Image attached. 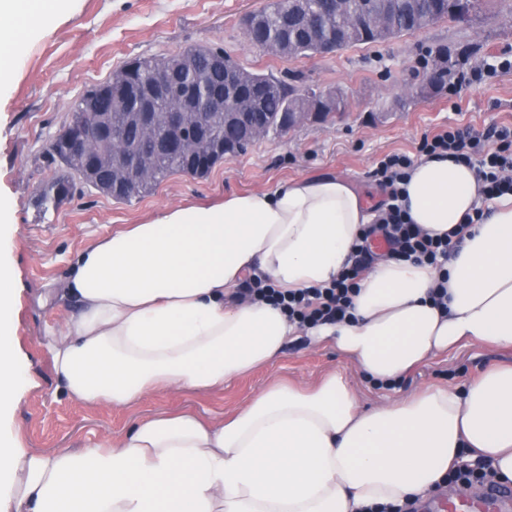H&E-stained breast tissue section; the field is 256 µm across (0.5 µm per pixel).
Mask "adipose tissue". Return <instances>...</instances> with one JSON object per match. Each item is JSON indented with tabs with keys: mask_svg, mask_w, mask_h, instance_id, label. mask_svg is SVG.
<instances>
[{
	"mask_svg": "<svg viewBox=\"0 0 512 512\" xmlns=\"http://www.w3.org/2000/svg\"><path fill=\"white\" fill-rule=\"evenodd\" d=\"M61 0H0V88L22 20ZM412 223L447 233L480 199L474 171L418 160L405 186ZM472 225L445 271L384 259L360 277L350 319L306 329L272 302L241 299L259 277L317 288L347 266L363 196L338 176L299 177L211 206H167L81 250L47 345L71 399L123 407L157 391H209L272 366L293 337L330 345L371 382H400L466 344L512 349V195ZM448 282V307L429 294ZM17 288L0 261V416L23 396ZM512 479V364L461 387L429 384L362 408L348 377L278 381L218 421L194 413L139 421L126 435L51 453L0 436V512H369L441 484L460 458Z\"/></svg>",
	"mask_w": 512,
	"mask_h": 512,
	"instance_id": "obj_1",
	"label": "adipose tissue"
}]
</instances>
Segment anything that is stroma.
Listing matches in <instances>:
<instances>
[{
	"label": "stroma",
	"instance_id": "obj_1",
	"mask_svg": "<svg viewBox=\"0 0 512 512\" xmlns=\"http://www.w3.org/2000/svg\"><path fill=\"white\" fill-rule=\"evenodd\" d=\"M266 2L68 0L57 15H26V34L0 89V201L7 205L0 221L9 225L5 249L20 290L16 335L27 377L21 403L0 430L20 447L76 449L102 435L120 436L135 421L158 414L217 419L245 406L277 377L312 385L329 371L345 372L361 406L369 408L429 383L458 387L487 367L512 363L511 351L462 345L387 389L360 376L335 348L300 336L288 342L274 367L256 369L220 391L159 392L110 409L74 402L58 390L46 344L67 305L61 290L71 261L97 238L168 205L211 203L300 176L345 178L373 206L382 193L371 172L385 154H415L425 132L446 126L512 125V71L484 76L463 91L455 110L447 89L432 91L423 81L427 65L442 53L456 73L512 56V0H479L467 24L448 18L386 42L296 59H276L247 43L243 18ZM193 44L221 48L253 70L297 78L303 89L340 91L348 109L340 118L258 141L225 157L206 177L176 175L128 202L87 190L40 214L32 197L54 175L43 148L68 124L75 99L132 58L167 56Z\"/></svg>",
	"mask_w": 512,
	"mask_h": 512
}]
</instances>
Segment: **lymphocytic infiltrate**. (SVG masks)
Wrapping results in <instances>:
<instances>
[{"label":"lymphocytic infiltrate","mask_w":512,"mask_h":512,"mask_svg":"<svg viewBox=\"0 0 512 512\" xmlns=\"http://www.w3.org/2000/svg\"><path fill=\"white\" fill-rule=\"evenodd\" d=\"M418 155L427 158L450 157L470 166L485 201L512 194V125H495L484 130L471 126L446 127L423 135ZM417 155V156H418ZM415 158V157H414ZM414 158L392 153L381 158L375 168L379 185L388 188V198L377 208V218L361 232L353 247L350 264L327 286L297 291H281L265 280H246L241 293L273 302L300 325L349 318L352 297L360 273L378 256L441 265L460 246L470 225L479 223L483 205L466 215L463 224L448 234L433 236L411 224L402 204V185Z\"/></svg>","instance_id":"lymphocytic-infiltrate-1"}]
</instances>
